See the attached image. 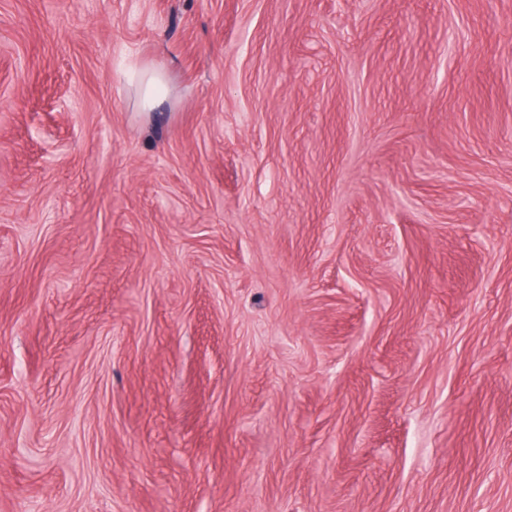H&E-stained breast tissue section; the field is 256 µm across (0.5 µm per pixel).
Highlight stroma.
Instances as JSON below:
<instances>
[{"label":"stroma","mask_w":512,"mask_h":512,"mask_svg":"<svg viewBox=\"0 0 512 512\" xmlns=\"http://www.w3.org/2000/svg\"><path fill=\"white\" fill-rule=\"evenodd\" d=\"M0 512H512V0H0Z\"/></svg>","instance_id":"obj_1"}]
</instances>
